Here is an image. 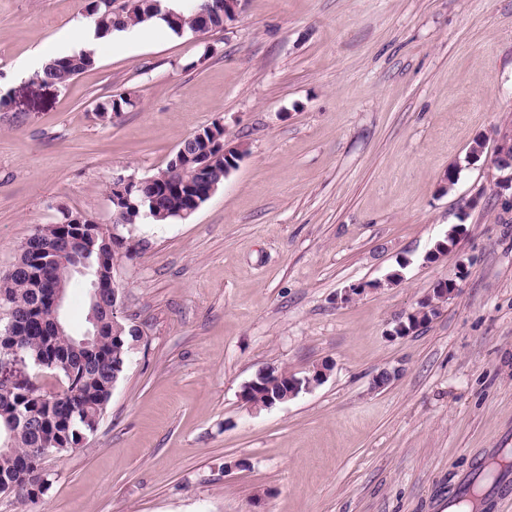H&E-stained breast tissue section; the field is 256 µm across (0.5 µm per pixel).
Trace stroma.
<instances>
[{"label": "stroma", "instance_id": "35a3bbf8", "mask_svg": "<svg viewBox=\"0 0 512 512\" xmlns=\"http://www.w3.org/2000/svg\"><path fill=\"white\" fill-rule=\"evenodd\" d=\"M85 18V0H0V275L64 212L111 224L113 179L215 120L247 153L190 219L120 227L119 316L141 338L85 447L46 458L38 512H448L468 490L512 512V209L490 162L512 0H244L223 31L102 43L63 86L21 74ZM121 93L133 107L102 123ZM462 265L438 315L394 335ZM354 283L371 289L342 301ZM325 361L293 399H241Z\"/></svg>", "mask_w": 512, "mask_h": 512}]
</instances>
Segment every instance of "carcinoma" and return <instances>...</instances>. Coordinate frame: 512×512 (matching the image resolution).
Listing matches in <instances>:
<instances>
[{"label": "carcinoma", "instance_id": "carcinoma-1", "mask_svg": "<svg viewBox=\"0 0 512 512\" xmlns=\"http://www.w3.org/2000/svg\"><path fill=\"white\" fill-rule=\"evenodd\" d=\"M89 0L87 15L92 17L97 34L122 30L127 25L143 24L154 18L149 0ZM208 16L207 31L224 29V0H191L166 18L169 29L181 35L195 32V15ZM96 60L87 53L55 59L44 70L42 81L64 85L92 68ZM133 105L130 97L118 94L96 111L103 122H112V113L122 112ZM224 182V158L218 156L205 174L207 186ZM190 186L169 175L165 168L145 178L142 188L131 195V202L114 205L120 211L118 221L130 227L149 220L167 224L183 219L182 213L192 208ZM63 221L47 224L36 230L31 250L20 255L16 266L0 276V309L6 311L12 329L8 347L21 351L26 361L38 365V371H54L61 376L62 386L47 392L36 381L24 387H0V484L12 485L24 491V504L36 506L44 493L45 480L41 465L45 457L80 449L95 429L117 382L124 375L133 346L139 339L137 329L112 313L100 312L97 336L84 347L82 337L69 331L62 315L47 300L46 290L57 286L67 290L71 275L57 260L63 236L81 240L88 253L91 276L108 281L112 278V231L103 224ZM281 378L259 381L249 387L248 397L257 403L284 398L293 390L289 379L294 374L281 370ZM45 416L43 425L33 429L17 422L20 414ZM53 445L46 448L43 442Z\"/></svg>", "mask_w": 512, "mask_h": 512}]
</instances>
